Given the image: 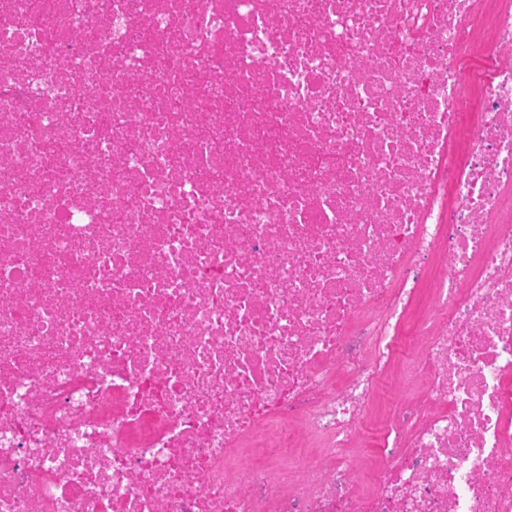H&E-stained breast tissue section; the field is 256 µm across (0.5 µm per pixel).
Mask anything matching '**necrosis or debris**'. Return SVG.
<instances>
[{
    "instance_id": "obj_1",
    "label": "necrosis or debris",
    "mask_w": 512,
    "mask_h": 512,
    "mask_svg": "<svg viewBox=\"0 0 512 512\" xmlns=\"http://www.w3.org/2000/svg\"><path fill=\"white\" fill-rule=\"evenodd\" d=\"M0 512H512V0H0Z\"/></svg>"
}]
</instances>
